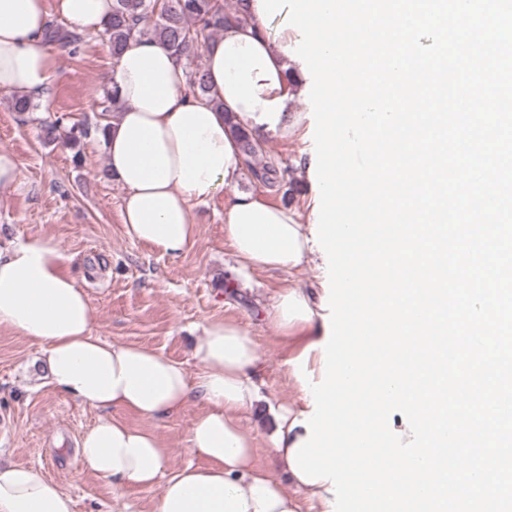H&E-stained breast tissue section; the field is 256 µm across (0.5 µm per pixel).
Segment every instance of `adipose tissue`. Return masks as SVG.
<instances>
[{"instance_id": "adipose-tissue-1", "label": "adipose tissue", "mask_w": 512, "mask_h": 512, "mask_svg": "<svg viewBox=\"0 0 512 512\" xmlns=\"http://www.w3.org/2000/svg\"><path fill=\"white\" fill-rule=\"evenodd\" d=\"M53 14L97 33L112 0H0V90L45 97L56 57L42 33ZM297 39L296 31L271 32L258 18L226 28L202 46L210 91L196 97L187 95L185 70L164 44H127L108 75L122 110L97 138L109 176L125 191L121 218L130 239L170 255L194 244V204L231 186L245 159L226 115L255 138L309 129V119L291 109L307 85L301 62L286 53ZM224 236L244 270L293 272L313 251L311 227L294 209L250 194L229 201ZM320 306V295L291 282L266 312L292 357L308 354L314 372L326 337ZM94 317L52 239L32 236L0 249V328L39 344L50 382L104 413L78 444L95 474L116 485L160 486L155 512H331L329 482L304 483L289 464L292 448L308 436L298 421L311 412L309 403L266 402L273 418L267 441L282 473L254 465L243 416L262 402L254 380L262 356L239 323L204 327L193 375L151 348L96 336ZM194 399L206 405L189 438L203 466L169 470L170 451L155 432L108 415L116 408L155 419ZM0 512H74V502L41 468L9 466L0 468Z\"/></svg>"}]
</instances>
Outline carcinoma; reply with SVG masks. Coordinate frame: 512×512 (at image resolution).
<instances>
[{"label":"carcinoma","instance_id":"obj_1","mask_svg":"<svg viewBox=\"0 0 512 512\" xmlns=\"http://www.w3.org/2000/svg\"><path fill=\"white\" fill-rule=\"evenodd\" d=\"M247 0H236L234 10L224 7L223 0H113L112 16L106 31L112 43V57L118 58L134 38H151L170 49L183 65L193 64L203 43L211 35L232 24L248 22ZM79 40L77 33L53 23L48 24L43 41L48 45L70 46ZM188 84L194 94L209 92L204 67L187 72ZM44 138H63L75 145L83 134L80 125H63V118L43 125Z\"/></svg>","mask_w":512,"mask_h":512}]
</instances>
